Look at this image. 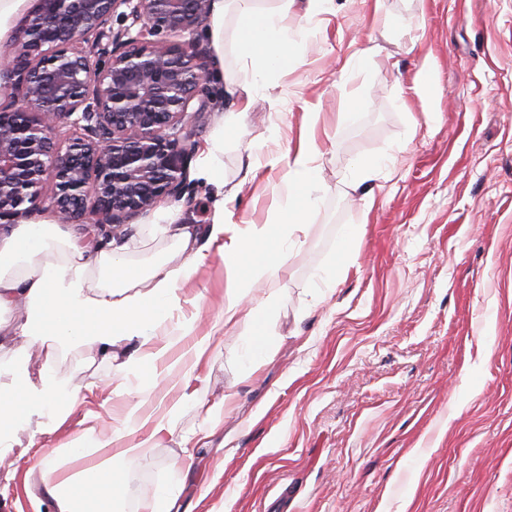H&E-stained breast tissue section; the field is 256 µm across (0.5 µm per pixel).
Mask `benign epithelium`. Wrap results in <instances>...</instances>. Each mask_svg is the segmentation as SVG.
I'll list each match as a JSON object with an SVG mask.
<instances>
[{"label": "benign epithelium", "instance_id": "benign-epithelium-1", "mask_svg": "<svg viewBox=\"0 0 512 512\" xmlns=\"http://www.w3.org/2000/svg\"><path fill=\"white\" fill-rule=\"evenodd\" d=\"M208 6L38 0L14 51L0 58L9 76L0 221L43 202L59 224L116 230L186 193L193 121L209 103L196 38Z\"/></svg>", "mask_w": 512, "mask_h": 512}]
</instances>
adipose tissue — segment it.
I'll use <instances>...</instances> for the list:
<instances>
[{"label": "adipose tissue", "instance_id": "ef3b65f1", "mask_svg": "<svg viewBox=\"0 0 512 512\" xmlns=\"http://www.w3.org/2000/svg\"><path fill=\"white\" fill-rule=\"evenodd\" d=\"M292 2L277 0L269 6L265 0H210L208 36L215 56L223 58L226 30L234 28L243 78L228 82L223 71L214 74L231 102L197 149L196 178L215 190L213 221L207 229L190 223L181 206L161 208L138 232L165 241L168 252L136 267L130 262L134 239L124 233L90 241L72 236L61 224L0 225V468L12 466L17 448L35 447L40 437L56 431L76 404L78 390L55 371L65 349L86 347L114 363L116 389L135 400L127 418L140 421L138 399L159 385L155 365L165 350L157 345L158 330L180 309L182 285L210 251L219 252L235 278L208 334L196 342L195 358L210 349L214 334L243 319L261 324L260 334L243 343V376L273 358L275 305L269 299L253 302L249 286L273 275L305 242L310 229L306 217L321 191L314 138L319 115L307 113L306 134L288 158L271 154L253 159L244 173L251 181L264 168L286 164L285 193L278 206L287 212V224L225 221V205L241 187L224 181V148L241 126L252 94L268 88L272 73L306 35L305 28L284 24ZM35 345L40 348L36 363L30 353ZM84 435L85 443L49 449L36 465L46 512H180L178 486L150 497L131 490L126 461L143 455L146 444L130 442L127 427L113 428L104 440L96 439L90 427ZM87 458L92 466L60 475L65 463Z\"/></svg>", "mask_w": 512, "mask_h": 512}]
</instances>
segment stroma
Returning <instances> with one entry per match:
<instances>
[{"mask_svg": "<svg viewBox=\"0 0 512 512\" xmlns=\"http://www.w3.org/2000/svg\"><path fill=\"white\" fill-rule=\"evenodd\" d=\"M284 23L307 36L229 137L224 177L242 183L251 154L295 149L313 108L324 192L305 244L252 290L276 299L273 361L242 378L247 328H228L191 382L215 409L222 449L197 453L185 502L192 512H512V0H333L309 21L295 0ZM360 52L363 65L348 67ZM386 152L374 191L349 187L356 163ZM281 176L242 183L229 220L280 222ZM349 236L348 276L316 302L311 276ZM229 278L210 254L181 292L178 321L216 315ZM196 335L172 347L175 365L143 414L179 402L176 360ZM57 370L96 389L13 478L0 473V512H39L25 475L47 449L81 442L85 416L100 439L123 423L111 365L80 348ZM202 419L188 403L174 432L133 429L131 441L152 444L128 463L135 489L153 495Z\"/></svg>", "mask_w": 512, "mask_h": 512, "instance_id": "35a3bbf8", "label": "stroma"}]
</instances>
